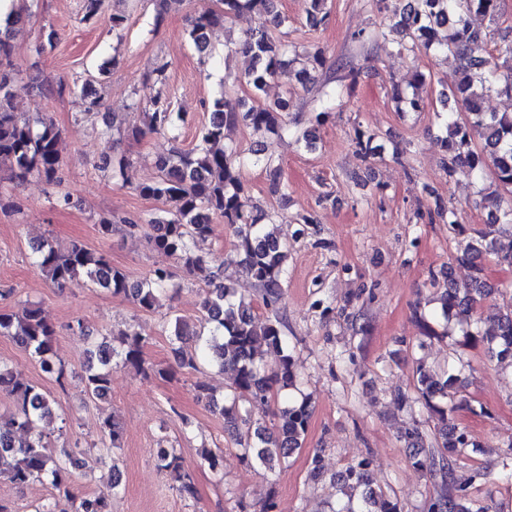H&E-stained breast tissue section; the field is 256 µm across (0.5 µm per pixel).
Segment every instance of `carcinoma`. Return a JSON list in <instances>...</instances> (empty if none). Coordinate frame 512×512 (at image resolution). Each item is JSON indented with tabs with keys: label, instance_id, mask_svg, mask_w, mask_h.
<instances>
[{
	"label": "carcinoma",
	"instance_id": "carcinoma-1",
	"mask_svg": "<svg viewBox=\"0 0 512 512\" xmlns=\"http://www.w3.org/2000/svg\"><path fill=\"white\" fill-rule=\"evenodd\" d=\"M501 4L502 0H367L370 9L383 14L387 21L374 38L387 41L394 34L393 42L403 53L433 51L450 54L458 61L457 83L450 92L440 93L466 112L463 122L452 119L450 114L438 115L446 129L447 169L466 166L479 175L485 167L484 153L493 155L494 179L479 190L483 199L493 203L491 225L512 224V205L504 203L503 196L505 192L512 193V112H487L483 108V100L491 94L512 100V32L500 31ZM254 11L263 13L264 22L227 48L229 52L252 57L254 66L245 74L244 82L254 97H259L282 70L300 61L303 67L297 71L299 82L304 86L315 82V73L325 68L326 58L320 50L302 55L292 44L274 42L269 26L281 27L290 22L287 15L275 10L274 0H218L217 10L190 19L189 37L197 50L204 52L208 49L209 28ZM304 12L312 27L328 18L325 0H305ZM475 14L488 18L490 26L474 25ZM12 52L8 34L0 31V170L10 172L18 185L35 176L54 186L61 181L64 165L60 133L50 121L43 120L36 128L14 112L17 88ZM337 69L343 71L341 80L347 89L362 78V71L346 62H338ZM77 90L88 99V112L101 108V99L76 81L59 86L57 93ZM431 93V78L418 70L406 83L393 81L390 86L391 100L399 112L428 110ZM152 106L153 111L146 113L147 131L170 133L183 122L182 113L172 110L169 98L158 94ZM289 108L288 98L269 105L249 106L231 92H224L214 100L210 122L201 129L198 144L185 150L177 144V137H171V148L155 160L158 177L135 188L139 195L159 200L165 206L159 214L145 220L152 230L153 247L173 257L184 276L210 285L201 301L199 329H189L179 317L169 318L163 325L174 359L183 370H196L201 361L208 360L234 372L232 405L222 408L225 430L255 461L271 470L303 447L312 410L303 398L277 409L272 427L267 428L249 423L236 407L239 401H263L274 391L296 387V373L292 355L285 353L281 320L276 313L283 294L288 245L265 230V226L276 223V215L255 205L246 193L240 177L244 161L235 147L224 143V129L242 120L257 133L281 135L288 131L285 117ZM254 164L261 166L272 194H285L288 184L280 164L259 156ZM433 215L450 230L464 231L455 211L439 197L435 198ZM219 217L236 238L232 260L261 288L271 316L262 318L251 303L236 299L233 290L220 282L215 257L198 248V243L212 232V219ZM33 252L36 266L52 284L61 287L85 278L113 295L131 298L143 311L159 309L163 298L181 288L178 274L168 268H158L134 285L103 253L77 242L62 249L45 239L33 246ZM492 254L512 266V253H497L496 239L491 233H476L455 257V262L470 269L469 282L461 287L451 282L447 273L444 282L435 280L433 285L439 287L438 300L445 322L462 328L464 345L481 343L498 359L512 360V305L497 314L489 330L482 329L480 318L474 315L475 305L487 287L483 259ZM419 323L421 349L426 341L448 335V330L438 331L423 316ZM0 336L30 352L43 373L63 384L65 366L55 349L56 329L39 305L29 303L17 310L0 309ZM146 344L147 334L135 326L121 333L117 348L106 339L99 342L80 375L89 397H106L114 367H130L139 374H147ZM417 375L416 396L411 399L403 395L398 402L420 403L437 418L433 436L417 427L404 436L413 466L439 479L437 495L429 503L428 512H483L468 499V487L455 481L452 468V458L461 449L479 447L453 422L458 375H433L421 360L417 363ZM0 393L16 402L14 411L0 415V475L19 489L48 479L59 497L75 504L76 512H108L107 495H75L70 485V453L57 450L38 431L39 424L56 415L55 399L1 366ZM100 432L102 441L114 448L122 438L121 426L110 417L101 420ZM199 455L211 471L221 472V449L203 448ZM156 465L181 494L195 497L192 476L178 449H157ZM343 482L350 488H364V494L358 504L349 500L334 512H402L398 500L372 486L367 463L362 461L349 467Z\"/></svg>",
	"mask_w": 512,
	"mask_h": 512
}]
</instances>
